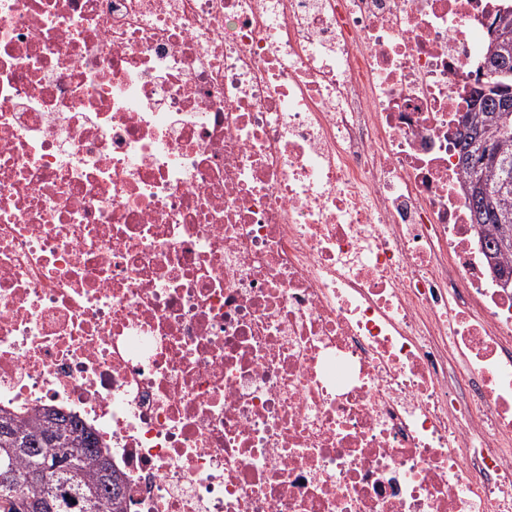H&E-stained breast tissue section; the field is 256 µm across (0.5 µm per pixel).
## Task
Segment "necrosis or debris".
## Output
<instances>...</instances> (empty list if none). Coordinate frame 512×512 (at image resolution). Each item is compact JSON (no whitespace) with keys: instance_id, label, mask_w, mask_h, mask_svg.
I'll return each mask as SVG.
<instances>
[{"instance_id":"1","label":"necrosis or debris","mask_w":512,"mask_h":512,"mask_svg":"<svg viewBox=\"0 0 512 512\" xmlns=\"http://www.w3.org/2000/svg\"><path fill=\"white\" fill-rule=\"evenodd\" d=\"M512 0H0V409L129 512H512V289L454 132Z\"/></svg>"}]
</instances>
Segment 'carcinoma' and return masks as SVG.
<instances>
[{"label": "carcinoma", "instance_id": "cac0c4a2", "mask_svg": "<svg viewBox=\"0 0 512 512\" xmlns=\"http://www.w3.org/2000/svg\"><path fill=\"white\" fill-rule=\"evenodd\" d=\"M502 68L505 75L486 80L468 93L466 107L480 115L484 142L491 143L502 158L512 161V134L501 132V96L495 89L499 83L512 86V51ZM459 168L466 185L477 182L486 189L484 195L465 196L471 223L483 227L497 267L512 271V248L497 249L501 240H512V188L501 190L502 170L497 165L461 164ZM6 425L10 428L8 436L0 432V473L8 466L19 473L39 468L48 479L16 489L0 485V512H16L15 491L36 503L54 506L40 512H128L122 473L114 468L112 485L101 482L97 461L102 450L97 439L79 423L49 410L26 417L3 411L0 429ZM62 448L82 454L84 462L79 471L70 472L60 465Z\"/></svg>", "mask_w": 512, "mask_h": 512}]
</instances>
